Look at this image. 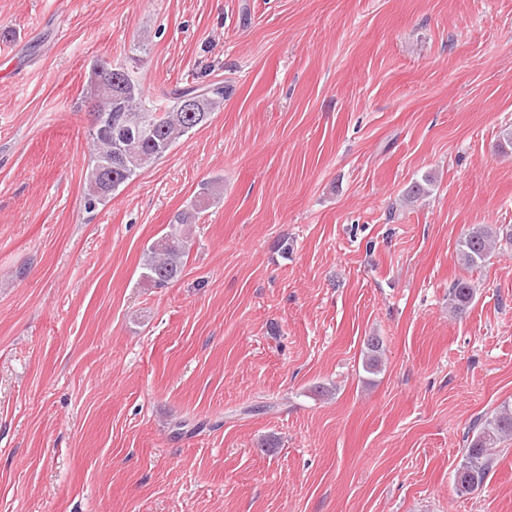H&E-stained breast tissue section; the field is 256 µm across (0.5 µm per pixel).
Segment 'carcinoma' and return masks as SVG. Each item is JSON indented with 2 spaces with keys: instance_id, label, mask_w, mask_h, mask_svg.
<instances>
[{
  "instance_id": "1",
  "label": "carcinoma",
  "mask_w": 512,
  "mask_h": 512,
  "mask_svg": "<svg viewBox=\"0 0 512 512\" xmlns=\"http://www.w3.org/2000/svg\"><path fill=\"white\" fill-rule=\"evenodd\" d=\"M133 73V69H127V83L122 91L112 85L111 78H98L92 71L88 73L87 101L98 119V124L88 131L92 151L91 164L84 177L83 205L89 213L106 206L122 186L164 158L182 136L194 129L186 113L180 110L182 98L195 93L205 98L202 125L213 113L224 108L226 89L222 83L179 86L169 93L165 105L148 97ZM134 120L142 126L154 127L153 138L143 140L136 136ZM504 242L512 245V229L501 233L486 225H477L460 242L459 260L468 268L475 267ZM188 255L186 233L172 231L147 248L142 278L159 287L175 282L184 272ZM448 298L451 308L460 313L471 302L473 289L459 279L449 289ZM382 358L383 342L377 336L370 337L364 354V370L378 372ZM511 436L512 407L508 405L474 427L464 460L454 474L457 494H468L484 481L492 462L489 449Z\"/></svg>"
}]
</instances>
